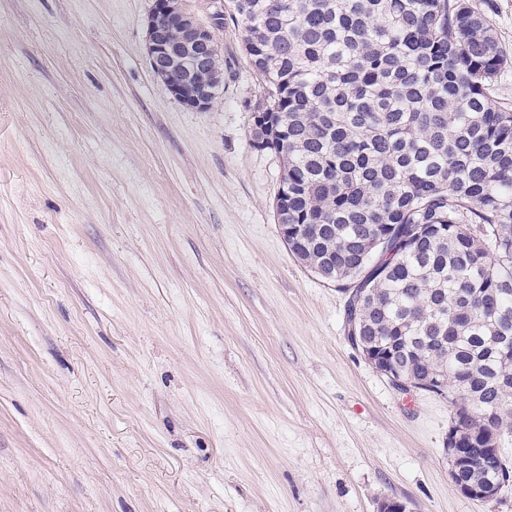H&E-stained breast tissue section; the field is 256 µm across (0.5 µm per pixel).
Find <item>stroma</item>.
Listing matches in <instances>:
<instances>
[{
  "mask_svg": "<svg viewBox=\"0 0 512 512\" xmlns=\"http://www.w3.org/2000/svg\"><path fill=\"white\" fill-rule=\"evenodd\" d=\"M153 0H0V512H512L460 493L447 400L345 338L275 222L262 89L178 102Z\"/></svg>",
  "mask_w": 512,
  "mask_h": 512,
  "instance_id": "35a3bbf8",
  "label": "stroma"
}]
</instances>
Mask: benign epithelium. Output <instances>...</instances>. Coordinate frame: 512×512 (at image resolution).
Here are the masks:
<instances>
[{
    "mask_svg": "<svg viewBox=\"0 0 512 512\" xmlns=\"http://www.w3.org/2000/svg\"><path fill=\"white\" fill-rule=\"evenodd\" d=\"M206 20H201L189 0H153L146 24V47L155 76L184 106L206 111L212 106L214 89L197 73L222 54L219 34L223 29L224 0H201ZM193 49L194 66L181 69V48Z\"/></svg>",
    "mask_w": 512,
    "mask_h": 512,
    "instance_id": "7a95c632",
    "label": "benign epithelium"
}]
</instances>
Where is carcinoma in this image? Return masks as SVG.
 <instances>
[{"mask_svg":"<svg viewBox=\"0 0 512 512\" xmlns=\"http://www.w3.org/2000/svg\"><path fill=\"white\" fill-rule=\"evenodd\" d=\"M282 160L290 253L346 285L355 348L448 378L457 483L512 467V55L469 0H224ZM388 251L378 255L377 242Z\"/></svg>","mask_w":512,"mask_h":512,"instance_id":"carcinoma-1","label":"carcinoma"}]
</instances>
